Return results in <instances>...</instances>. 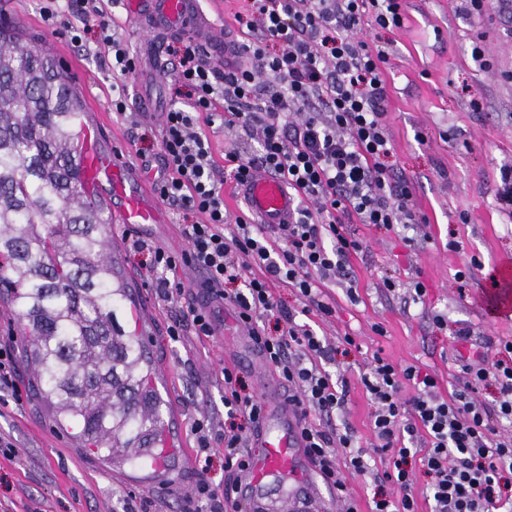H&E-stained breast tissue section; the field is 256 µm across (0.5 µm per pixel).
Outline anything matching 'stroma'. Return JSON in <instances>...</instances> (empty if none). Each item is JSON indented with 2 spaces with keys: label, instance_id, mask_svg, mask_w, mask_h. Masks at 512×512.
Instances as JSON below:
<instances>
[{
  "label": "stroma",
  "instance_id": "stroma-1",
  "mask_svg": "<svg viewBox=\"0 0 512 512\" xmlns=\"http://www.w3.org/2000/svg\"><path fill=\"white\" fill-rule=\"evenodd\" d=\"M403 9L401 28L370 25L362 38L389 50L386 123L394 147L392 162L411 181L414 203L429 221L409 234L400 227L389 231L351 225L364 243L351 260L356 297L348 299L345 283L330 285L333 316L309 319L327 340L339 343L347 335L354 339L334 365L353 381L350 400L335 422L351 427L367 450L374 442V407L356 379L375 352L429 371L441 395L447 396L462 384L459 356L512 339V317L481 316L491 276L512 263V223L496 202L500 170L512 166V0H500L480 16L470 12L467 0H403ZM115 14L119 36L136 62L122 115L110 107V81L66 36L51 32L37 0H0V16L51 51L80 91L84 110L105 142L124 146L127 164L140 169L150 184L163 168V114L174 98L170 75L154 73L146 57L163 54L169 39L148 38L123 8ZM476 45L483 49L484 61L473 59ZM475 92L482 104L477 112L471 107ZM145 103L153 116L141 115ZM462 212L468 214V223L459 221ZM472 256L478 257L477 266H468ZM461 269L468 283L462 295L455 283ZM388 278L396 281L395 291L384 287ZM419 280L427 294L416 303L410 290ZM151 304L147 350L160 374L155 387L171 411L167 433L172 448L163 471L168 491L161 495L148 483L117 479L112 463L78 447L70 433L58 428L21 368L15 380L22 404L0 407V433L12 436L18 447L15 460L0 458V512H23L32 501L39 512H187L199 479L223 486L228 477L223 451H216L210 465H202L191 425L206 418L215 427L223 426L221 368L236 365L232 338L241 329L228 302L210 299L206 306L213 336L201 339L188 329L174 341L168 328L179 307L156 297ZM439 316L444 324H436ZM376 324L383 334L373 332ZM463 326L471 331L465 340L457 335ZM236 367L250 389L260 391L253 369Z\"/></svg>",
  "mask_w": 512,
  "mask_h": 512
}]
</instances>
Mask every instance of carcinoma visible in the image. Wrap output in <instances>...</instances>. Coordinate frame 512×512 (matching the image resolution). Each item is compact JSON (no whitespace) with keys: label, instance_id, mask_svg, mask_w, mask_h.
I'll return each instance as SVG.
<instances>
[{"label":"carcinoma","instance_id":"obj_1","mask_svg":"<svg viewBox=\"0 0 512 512\" xmlns=\"http://www.w3.org/2000/svg\"><path fill=\"white\" fill-rule=\"evenodd\" d=\"M79 93L46 50L0 23V288L24 363L57 422L115 464L160 459L167 423L140 337L116 316L127 290L111 214L83 187Z\"/></svg>","mask_w":512,"mask_h":512}]
</instances>
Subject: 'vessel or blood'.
<instances>
[{
	"mask_svg": "<svg viewBox=\"0 0 512 512\" xmlns=\"http://www.w3.org/2000/svg\"><path fill=\"white\" fill-rule=\"evenodd\" d=\"M132 17L146 31L159 35L181 32L190 25L200 26L202 43L209 56L224 54L218 24L203 20L197 0H126ZM81 175L87 192L107 188L112 196L114 222L135 230L165 224L166 219L137 173L123 164L118 154L102 146L97 128L86 126L81 134ZM240 196L252 223L275 226L293 223L296 198L281 180L257 170L242 186ZM237 350L244 352L253 369L267 368L265 354L252 336H240ZM265 404L259 420L256 442L260 455L251 457L239 486L247 497L250 512H269L263 486L273 476L290 481L286 497L289 512H321L329 501L319 498L308 484L314 466L306 455L301 436V413L283 388L271 379L263 381Z\"/></svg>",
	"mask_w": 512,
	"mask_h": 512,
	"instance_id": "obj_1",
	"label": "vessel or blood"
}]
</instances>
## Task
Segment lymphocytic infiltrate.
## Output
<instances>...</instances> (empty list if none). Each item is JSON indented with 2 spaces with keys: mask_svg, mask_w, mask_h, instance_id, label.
<instances>
[{
  "mask_svg": "<svg viewBox=\"0 0 512 512\" xmlns=\"http://www.w3.org/2000/svg\"><path fill=\"white\" fill-rule=\"evenodd\" d=\"M39 10L51 28L63 29L78 45L87 27L96 28L97 40L86 54L114 86L135 72L104 0H40ZM70 14L77 23L67 22ZM234 19L246 36L238 66L217 69L190 39L167 48L183 101L165 114V170L153 188L195 221L183 227L186 249L137 237L129 249L162 300L181 308L169 336L179 338L188 328L199 337L213 334L209 312L187 300L179 276L182 267L198 268L213 298L232 303L237 321L287 384L301 410L305 452L344 512H359L346 473L369 474L375 454L386 463L382 478L388 489L374 493L369 512H419L416 459L429 478L431 512H512L511 339L495 345L493 357L466 360L463 387L447 397L421 367L374 354L359 378L375 407V443L368 451L350 429L333 425L351 390L344 375L326 368L336 346L296 320L300 314L332 315L326 289L350 279V258L362 250L348 225L413 230L425 221L408 181L395 175L390 162L384 107L389 55L359 37L371 22L402 27L401 0H247ZM217 125L255 133L256 154L228 151L216 162L207 130ZM259 168L273 171L294 191V223L271 231L246 214L229 216L225 176L240 184ZM230 221L235 228L228 233ZM279 285L296 293L300 313L283 308L275 292ZM275 323L281 326L277 335ZM223 374V430L197 419L192 431L202 453L223 449L225 470L237 473L263 404L245 393L235 368L224 367ZM488 387L497 393L491 405L479 398ZM420 441L426 445L421 452Z\"/></svg>",
  "mask_w": 512,
  "mask_h": 512,
  "instance_id": "1",
  "label": "lymphocytic infiltrate"
}]
</instances>
